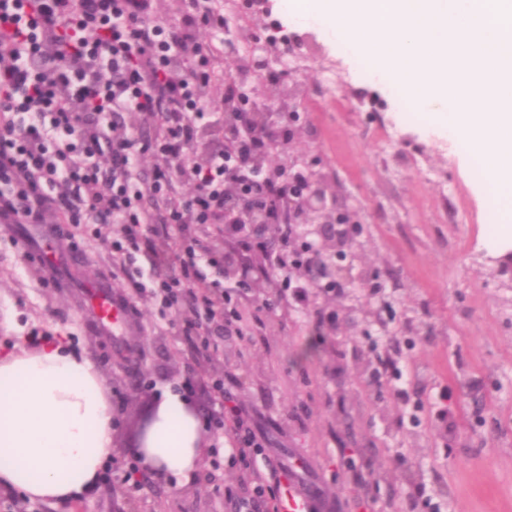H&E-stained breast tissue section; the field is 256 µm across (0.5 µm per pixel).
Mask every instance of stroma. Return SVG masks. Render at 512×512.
<instances>
[{"instance_id":"obj_1","label":"stroma","mask_w":512,"mask_h":512,"mask_svg":"<svg viewBox=\"0 0 512 512\" xmlns=\"http://www.w3.org/2000/svg\"><path fill=\"white\" fill-rule=\"evenodd\" d=\"M327 53L335 76L320 59L297 75L310 114L290 149L339 179L365 224L340 263L349 287L313 289L312 311L243 287L242 275L224 278L261 325L250 338H217L198 362L158 301L113 278L101 238L82 233L74 265L52 282L0 230V349L66 337L106 389L112 457L83 512H228L225 489L247 495L220 430H204L191 484L139 470L140 422L171 393L207 418L218 375L302 476L309 512H512V305L502 304V251L486 234V186L452 131L427 114L389 113L385 81L347 79L357 58L335 40ZM97 282L129 306L120 335L100 332L84 307V287ZM386 355L400 379L374 380Z\"/></svg>"}]
</instances>
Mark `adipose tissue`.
<instances>
[{
    "instance_id": "ef3b65f1",
    "label": "adipose tissue",
    "mask_w": 512,
    "mask_h": 512,
    "mask_svg": "<svg viewBox=\"0 0 512 512\" xmlns=\"http://www.w3.org/2000/svg\"><path fill=\"white\" fill-rule=\"evenodd\" d=\"M201 423L179 395L158 408L145 464L193 479ZM112 455V416L92 364L60 338L33 352L0 353V487L32 502L90 493Z\"/></svg>"
}]
</instances>
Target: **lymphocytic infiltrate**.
<instances>
[{
	"label": "lymphocytic infiltrate",
	"mask_w": 512,
	"mask_h": 512,
	"mask_svg": "<svg viewBox=\"0 0 512 512\" xmlns=\"http://www.w3.org/2000/svg\"><path fill=\"white\" fill-rule=\"evenodd\" d=\"M206 0H186L177 17L159 19L154 0H0V224L106 227L118 275L150 291L172 311H187L186 335L198 358L209 359L211 333H239L242 314L220 277L235 235L263 249L258 233L225 223L240 205L258 207L282 240L294 234L284 217L292 191L308 174L283 172L270 183L256 159L292 140L288 120L273 130H236L235 154L214 143L231 121L211 110L202 93L217 62L224 16ZM152 155L151 177L141 162ZM191 184L189 195L172 191ZM146 257L149 272L137 261ZM217 278L199 285V262ZM298 306L310 285L291 268H313L311 244L267 257ZM176 263L177 272L164 273ZM219 408L211 427L229 431L228 456L249 496L227 493L233 512H280L290 474L252 429L250 413L223 378L211 381Z\"/></svg>",
	"instance_id": "f902f5d3"
}]
</instances>
